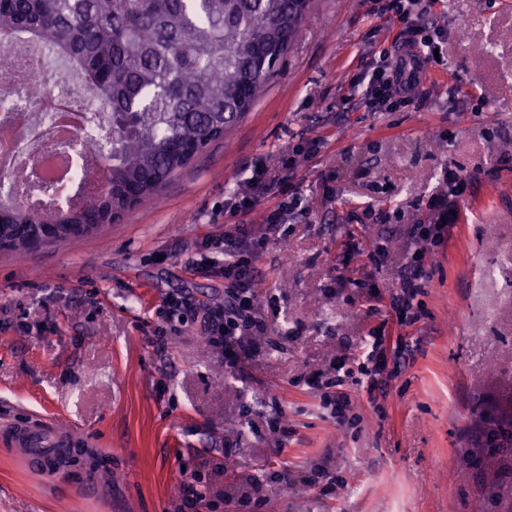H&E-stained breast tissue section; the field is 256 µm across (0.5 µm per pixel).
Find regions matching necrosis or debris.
<instances>
[{
  "instance_id": "1",
  "label": "necrosis or debris",
  "mask_w": 512,
  "mask_h": 512,
  "mask_svg": "<svg viewBox=\"0 0 512 512\" xmlns=\"http://www.w3.org/2000/svg\"><path fill=\"white\" fill-rule=\"evenodd\" d=\"M55 63L51 49L20 36L0 49V136L12 142L8 168L0 167V198L28 205L24 185L38 173L52 186L47 202L69 199L73 205L90 204L101 190L91 180L77 193H68L79 170H105L109 165L103 149L101 112L88 111L67 85L50 82L47 71Z\"/></svg>"
}]
</instances>
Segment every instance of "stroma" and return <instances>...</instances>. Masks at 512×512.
<instances>
[{
	"label": "stroma",
	"mask_w": 512,
	"mask_h": 512,
	"mask_svg": "<svg viewBox=\"0 0 512 512\" xmlns=\"http://www.w3.org/2000/svg\"><path fill=\"white\" fill-rule=\"evenodd\" d=\"M426 20L448 41L410 108L364 111L345 81L369 62L370 32L394 39L395 22L319 0L252 111L156 203L0 252V512H174L183 470L222 491L228 458L264 479L265 512H512V492L483 480L505 459L480 420L512 405V0H436ZM302 137L321 150L293 178L303 212L257 263L268 328L249 338L244 378L164 297L223 303V281L184 262L232 224L225 206L254 166L280 175ZM448 168L469 184L430 259L425 313L402 331L421 349L385 393L347 386L362 422L339 427L309 381H331L391 318L406 228ZM377 247L388 260L362 285ZM14 426L74 448L42 470L10 445Z\"/></svg>",
	"instance_id": "1"
}]
</instances>
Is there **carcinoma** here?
Returning <instances> with one entry per match:
<instances>
[{
  "instance_id": "carcinoma-1",
  "label": "carcinoma",
  "mask_w": 512,
  "mask_h": 512,
  "mask_svg": "<svg viewBox=\"0 0 512 512\" xmlns=\"http://www.w3.org/2000/svg\"><path fill=\"white\" fill-rule=\"evenodd\" d=\"M315 0H0V46L16 33L50 47L109 108L108 187L88 206L0 207V247L47 229L97 224L156 199L163 185L249 112ZM487 441L512 447V417Z\"/></svg>"
}]
</instances>
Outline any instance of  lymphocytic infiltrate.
<instances>
[{
  "label": "lymphocytic infiltrate",
  "mask_w": 512,
  "mask_h": 512,
  "mask_svg": "<svg viewBox=\"0 0 512 512\" xmlns=\"http://www.w3.org/2000/svg\"><path fill=\"white\" fill-rule=\"evenodd\" d=\"M433 2L363 0L370 14L391 15L400 24L403 36L400 50L381 52L379 63L368 64L348 81L350 87H362L361 104L366 111L392 112L413 104L414 92L421 83L425 67L435 62L434 51L445 42L444 29L433 30L422 23ZM406 55L411 58L407 66L402 63ZM320 148V141L313 139L293 146L282 161L284 177L275 181L268 178L264 167H255L246 181L245 190L235 194L229 208L230 215H248L267 197L276 198L277 206L266 213L261 227L241 223L233 230L207 237L205 248L221 254L222 262L213 265L194 260L187 262L186 268L190 272H203L223 279V304L212 306L183 293L165 298L171 311L188 312L199 318L206 342L221 351L225 365L233 370H242L245 358L251 353L246 336L265 329V320L256 304L258 282L255 263L262 249L280 237L286 215L300 205L290 183L300 159L314 158ZM467 186L465 178L449 173L445 190L434 194L428 202L427 220L411 226L410 235L415 248L401 268L399 291L391 300L393 326L403 328L417 320L413 307L430 279L428 257L447 241L456 224L458 200ZM389 329L383 324L370 329L361 362L356 368L343 370L337 375L335 384L340 391L326 403L328 415L337 425L344 427L350 422V399L342 391L347 379H354L356 385L366 386L368 392H380L385 388V376L412 359L413 347L403 337H392Z\"/></svg>",
  "instance_id": "obj_1"
}]
</instances>
